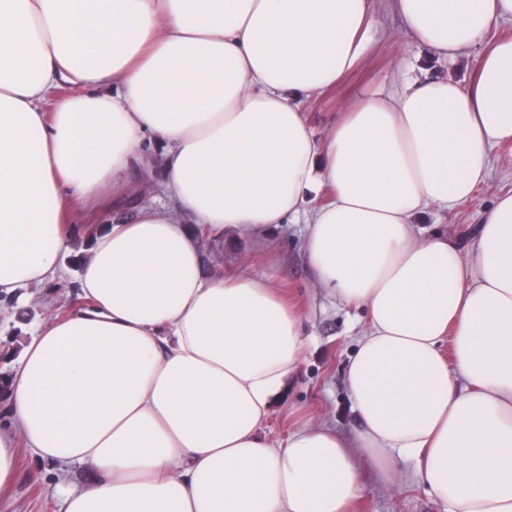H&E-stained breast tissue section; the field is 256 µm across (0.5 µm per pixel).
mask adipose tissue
<instances>
[{"label": "adipose tissue", "mask_w": 512, "mask_h": 512, "mask_svg": "<svg viewBox=\"0 0 512 512\" xmlns=\"http://www.w3.org/2000/svg\"><path fill=\"white\" fill-rule=\"evenodd\" d=\"M392 6L436 60L476 54V78L376 88L319 140L303 104L357 67L372 0H0V299L57 279L68 215L131 192L147 140L172 201L97 226L83 307L12 364L0 491L24 447L61 482L92 469L62 512H354L361 453L411 463L439 512H512V191L467 248L425 228L512 143V39L483 45L512 0ZM293 220L316 287L366 312L351 444L316 418L265 431L303 313L263 273L202 269L203 239Z\"/></svg>", "instance_id": "ef3b65f1"}]
</instances>
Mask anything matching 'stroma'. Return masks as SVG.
<instances>
[{
	"mask_svg": "<svg viewBox=\"0 0 512 512\" xmlns=\"http://www.w3.org/2000/svg\"><path fill=\"white\" fill-rule=\"evenodd\" d=\"M371 36L370 46L358 68L341 84L305 102V118L316 136H323L338 113L358 94L392 83L399 66L412 67L419 72L431 71L461 82L472 80L477 73L476 56L440 62L432 58L426 47L406 37L390 0H374ZM138 177L148 184L143 193L120 201L113 200L111 193H104L105 216L80 213L74 216V223L96 224L103 218L128 220L142 207L170 205L156 162H148ZM511 190L512 144H509L492 151L486 184L474 200L461 204L443 219V227L462 242H469L483 211L498 195ZM247 269L272 276L289 301L303 309L310 334V344L297 373L271 409L266 421L267 432L283 439L308 418L318 417L332 425L344 439H353L356 418L345 387L344 370L355 348V339L366 326L363 311L338 305L315 288L300 225L274 226L262 248L245 238L205 243L206 274L224 275ZM45 292L48 291L35 285L27 288L31 303L23 310L14 309L8 303L0 305V354L10 355L9 360L0 361V379L7 378L9 361L19 357L26 336L50 317V309L42 304ZM358 465L367 488L359 512H437L425 486L412 475L408 464H399L396 476L391 479L368 457H359ZM63 495L52 467L22 451L18 454L12 486L0 493V512H60Z\"/></svg>",
	"mask_w": 512,
	"mask_h": 512,
	"instance_id": "35a3bbf8",
	"label": "stroma"
}]
</instances>
